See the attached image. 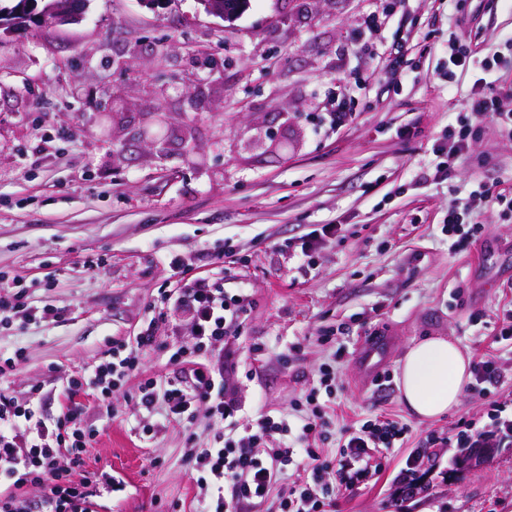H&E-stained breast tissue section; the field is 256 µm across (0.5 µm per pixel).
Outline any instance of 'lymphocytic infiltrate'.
<instances>
[{"mask_svg": "<svg viewBox=\"0 0 512 512\" xmlns=\"http://www.w3.org/2000/svg\"><path fill=\"white\" fill-rule=\"evenodd\" d=\"M464 124L449 130L448 159L468 148L466 126L490 120L512 137V113L500 111L495 97H470ZM156 305L160 314L186 316L194 339L192 347L179 348L171 356L176 369L165 382L143 380L133 395L139 410L163 411L166 419L191 426L198 411H206L216 426L213 436L198 441L188 435L184 462L196 492L197 512H255L268 500H275L273 512H333L335 486L325 480L334 458H341L346 471L339 484L353 489L381 474L388 452L403 443L406 424L377 416L359 427L341 430L336 453L322 449L329 435L330 411L335 402L336 369L324 366L319 384L306 397L307 409L290 420L267 413L253 423L239 425L238 408L224 380V368L215 358L217 344L223 343L245 312L243 297L228 294L220 282L196 281L186 295L159 289ZM154 325H146L126 339H116L102 361L91 371L74 378L70 393L95 388L102 407H110L114 392L138 369L140 355L157 350ZM471 391L488 403L489 428L464 420L457 427L456 444L461 448L500 447L512 439V398L497 396L490 389L498 376L497 359L487 354L472 364ZM41 386H33L26 402L0 391V512H87L94 500L97 474L82 472V455L98 431L82 426L83 407L71 403L45 423L39 413ZM279 445L267 447L271 437ZM296 480H288L289 472ZM282 492H275L279 482ZM37 499H30V489Z\"/></svg>", "mask_w": 512, "mask_h": 512, "instance_id": "lymphocytic-infiltrate-1", "label": "lymphocytic infiltrate"}]
</instances>
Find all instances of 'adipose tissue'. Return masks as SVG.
Wrapping results in <instances>:
<instances>
[{"label": "adipose tissue", "instance_id": "obj_1", "mask_svg": "<svg viewBox=\"0 0 512 512\" xmlns=\"http://www.w3.org/2000/svg\"><path fill=\"white\" fill-rule=\"evenodd\" d=\"M470 359L452 341L426 337L406 352L398 377L401 396L416 416L430 419L455 408L471 377Z\"/></svg>", "mask_w": 512, "mask_h": 512}]
</instances>
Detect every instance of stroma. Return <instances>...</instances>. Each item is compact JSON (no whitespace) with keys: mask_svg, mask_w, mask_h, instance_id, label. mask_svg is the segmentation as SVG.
Segmentation results:
<instances>
[{"mask_svg":"<svg viewBox=\"0 0 512 512\" xmlns=\"http://www.w3.org/2000/svg\"><path fill=\"white\" fill-rule=\"evenodd\" d=\"M404 32L410 47L394 81L371 48ZM452 37L504 50L512 0H248L231 22L198 0H88L77 23L0 31V273L32 306L63 312L0 327V355L24 352L0 390L22 400L42 386L52 421L69 380L114 339L156 323L160 350L110 413L95 389L79 396L83 425L99 430L85 471L111 469L127 483L115 512L174 502L195 512L183 455L188 432L209 438L212 420L201 412L192 428L167 423L146 440L137 423L156 417L129 396L142 379L170 376L171 355L190 344L186 320H154L152 303L197 276L246 292V318L223 344L241 423L294 414L332 363L334 431L382 414L408 426L407 449L454 435L460 419L485 414L481 400L462 393L455 409L422 420L398 390L403 356L426 336L473 358L495 353L498 390L512 392V349L494 340L512 307V222L476 192L512 188V140L490 121L474 124L468 153L435 174L467 98L490 85L512 108V59L448 76ZM356 80L365 87L351 121L327 128L330 99ZM464 203L483 230L456 245L443 220ZM323 224L341 230L302 264L291 243ZM217 249L233 262L213 263ZM330 331L335 341L324 342ZM370 336L389 339L372 372L359 359ZM407 449L377 480L337 487L336 512H390ZM459 454L438 449L427 492L404 512H512V445L467 469Z\"/></svg>","mask_w":512,"mask_h":512,"instance_id":"35a3bbf8","label":"stroma"}]
</instances>
